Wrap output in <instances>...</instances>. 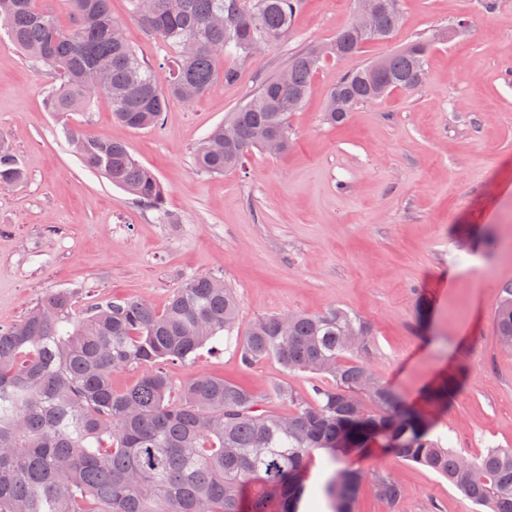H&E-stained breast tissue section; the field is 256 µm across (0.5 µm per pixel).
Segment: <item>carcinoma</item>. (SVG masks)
I'll return each mask as SVG.
<instances>
[{"label": "carcinoma", "mask_w": 512, "mask_h": 512, "mask_svg": "<svg viewBox=\"0 0 512 512\" xmlns=\"http://www.w3.org/2000/svg\"><path fill=\"white\" fill-rule=\"evenodd\" d=\"M302 0H129L130 16L176 49L165 76L140 59L112 17L110 0H68L73 24L35 7V0H0L10 41L53 69L52 112L108 102L112 115L136 130L155 128L171 100L192 101L217 83H232L258 42L288 38ZM401 21L400 0H382L373 34L349 25L335 41L310 45L264 80L196 154L209 175L240 169L247 154L266 151L268 136L290 143L289 117L305 103L323 59L360 53L383 41ZM434 31L401 50L344 72L331 90L325 120L343 122L360 104L397 89L418 90ZM63 134L83 166L136 200L165 211L166 193L129 147L69 126ZM24 179L22 166L0 143V187ZM238 313L233 289L216 276H191L162 311L143 299H108L80 313L71 293L47 295L23 319L0 328V512H299L310 491L306 461L326 451L330 474L320 490L333 512H355L364 474L347 457L373 440L403 459L448 479L473 505L512 512V448L468 456L430 438L428 419L374 373L361 357L370 329L340 307L319 314L259 319L238 347L246 365L273 359L291 374L329 383L300 396L284 386L276 397L288 414L266 411L262 398L222 378L197 374L175 386L164 365L188 362L207 345L232 339ZM493 324L512 348V283L501 287ZM136 368L123 391L112 374ZM381 413L365 411L361 395ZM375 495L403 500L401 483L379 476Z\"/></svg>", "instance_id": "cac0c4a2"}]
</instances>
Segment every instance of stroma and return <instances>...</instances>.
Wrapping results in <instances>:
<instances>
[{"label": "stroma", "instance_id": "35a3bbf8", "mask_svg": "<svg viewBox=\"0 0 512 512\" xmlns=\"http://www.w3.org/2000/svg\"><path fill=\"white\" fill-rule=\"evenodd\" d=\"M402 0L403 21L344 61L326 59L305 105L291 115L287 152L252 151L242 169L197 170L202 138L223 123L289 56L328 41L351 21L355 0H302L287 41L240 64L236 82L171 101L159 128L135 131L107 103L61 116L45 106L58 82L0 25V140L25 172L0 188V328L47 294L71 293L78 311L107 298H143L163 310L189 276L218 275L238 298L236 334L272 313L332 306L361 318L366 358L380 380L427 416L434 437L470 456L512 448V349L492 316L512 282V0ZM139 57L162 69L171 51L111 0ZM463 31H455L457 21ZM423 85L324 119L338 77L435 29ZM124 142L166 190L165 212L86 169L62 124ZM166 370L175 383L221 377L267 398L285 384L300 395L323 377L285 373L274 360L243 366L232 347L200 350ZM454 381L447 405L426 399ZM349 462L405 490L390 504L372 485L356 512H477L447 479L374 447Z\"/></svg>", "mask_w": 512, "mask_h": 512}]
</instances>
